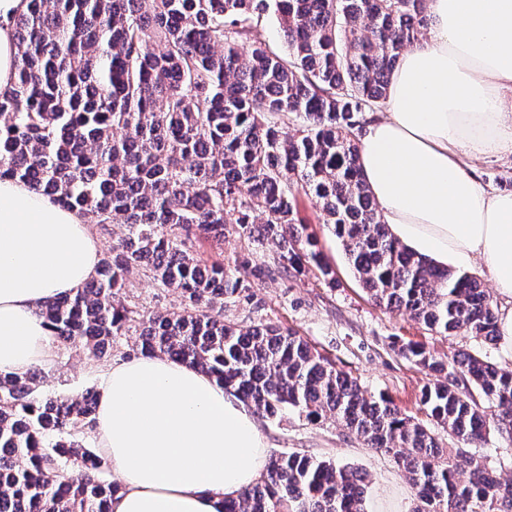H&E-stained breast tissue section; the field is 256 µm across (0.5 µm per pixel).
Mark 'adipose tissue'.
<instances>
[{"mask_svg": "<svg viewBox=\"0 0 512 512\" xmlns=\"http://www.w3.org/2000/svg\"><path fill=\"white\" fill-rule=\"evenodd\" d=\"M0 0V94L13 86L14 17ZM430 35L404 53L386 117L367 126L359 164L391 235L436 264L485 270L512 299V192L485 189L466 161L512 150V0H429ZM83 216L0 179V372L50 365L40 306L96 272ZM97 443L122 490L111 512H224L262 476L253 410L195 366L140 355L100 375Z\"/></svg>", "mask_w": 512, "mask_h": 512, "instance_id": "ef3b65f1", "label": "adipose tissue"}]
</instances>
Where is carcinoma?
<instances>
[{
    "label": "carcinoma",
    "mask_w": 512,
    "mask_h": 512,
    "mask_svg": "<svg viewBox=\"0 0 512 512\" xmlns=\"http://www.w3.org/2000/svg\"><path fill=\"white\" fill-rule=\"evenodd\" d=\"M271 10L286 55L263 34ZM428 25V0H29L13 21L14 86L0 95V179L122 228L91 280L41 308L59 345L97 359L133 332L141 351L196 366L266 418L339 422L393 458L413 512H512V479L479 451L492 429L512 445L511 367L399 346L432 376L421 404L447 448L292 329L225 322L249 262L196 256L232 229L275 243L283 270L310 265L334 280L299 217L302 193L376 305L442 336L497 341L480 279L395 241L360 177L368 116ZM289 121L293 136L281 132ZM135 271L177 293L179 309L130 306ZM42 380L38 366L0 372V512H111L109 461L83 445L97 395L45 396ZM362 482L352 466L273 454L224 512H366Z\"/></svg>",
    "instance_id": "cac0c4a2"
}]
</instances>
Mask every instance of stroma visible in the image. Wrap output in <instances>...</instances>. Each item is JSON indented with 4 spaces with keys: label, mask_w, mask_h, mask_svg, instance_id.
<instances>
[{
    "label": "stroma",
    "mask_w": 512,
    "mask_h": 512,
    "mask_svg": "<svg viewBox=\"0 0 512 512\" xmlns=\"http://www.w3.org/2000/svg\"><path fill=\"white\" fill-rule=\"evenodd\" d=\"M470 166L486 189L503 191L512 182L511 152L481 157ZM300 215L316 235L325 261L334 268L335 284L325 283L311 266L280 272L274 264V244L260 246L232 232L221 248L205 244L197 249L202 260H245L253 269L245 277L240 297L227 303L225 318L244 326L270 321L298 331L338 368L357 377L364 389L385 394L403 413L420 420L425 417L421 390L428 377L399 354V343H419L442 358L469 349L498 364L512 365L510 342L482 344L465 336H442L422 329L407 315L376 306L363 290L340 240L309 201H301ZM125 293L132 303L149 311L169 310L180 303L177 294L158 288L140 272L129 278ZM122 359L117 352L95 361L75 350L56 351L53 363L44 369L42 390L49 396L66 397L96 388L94 367ZM260 425L269 453L297 451L359 468L366 476L368 512H412L414 492L393 460L363 445L341 425L330 420L311 423L295 415L282 422L264 417Z\"/></svg>",
    "instance_id": "35a3bbf8"
}]
</instances>
